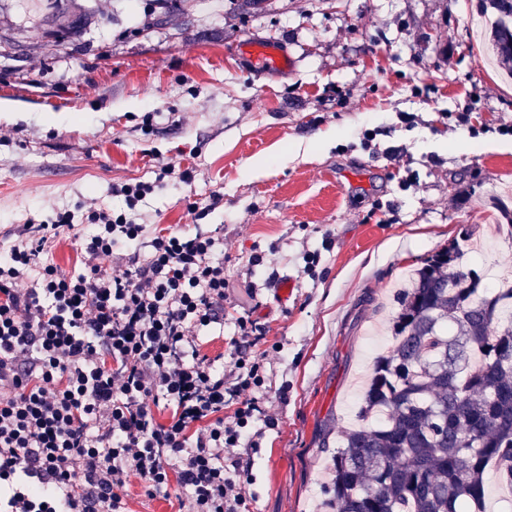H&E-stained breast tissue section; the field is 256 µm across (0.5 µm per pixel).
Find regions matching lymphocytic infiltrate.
Segmentation results:
<instances>
[{
	"label": "lymphocytic infiltrate",
	"instance_id": "f902f5d3",
	"mask_svg": "<svg viewBox=\"0 0 512 512\" xmlns=\"http://www.w3.org/2000/svg\"><path fill=\"white\" fill-rule=\"evenodd\" d=\"M153 190L123 184L126 212L97 204L82 224L61 212L0 242V512H127L133 473L149 495L180 489L186 512H251L239 449L278 425L263 405V332L239 316L230 367L201 355L200 333L224 324V260L211 235L135 223ZM64 231L81 270L43 257Z\"/></svg>",
	"mask_w": 512,
	"mask_h": 512
}]
</instances>
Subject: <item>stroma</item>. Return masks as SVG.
<instances>
[{
  "mask_svg": "<svg viewBox=\"0 0 512 512\" xmlns=\"http://www.w3.org/2000/svg\"><path fill=\"white\" fill-rule=\"evenodd\" d=\"M57 8L74 35L52 33L44 0H0V239L93 200L123 210L112 187L136 181L156 185L136 223L219 238L224 276L252 285L242 309L273 347L265 404L279 426L253 455L252 508L317 512L408 269L466 232L483 250L474 267L512 266L493 230L512 215V81L486 61L479 0ZM250 38L287 49L292 68H253ZM252 159L265 166L250 174ZM168 163L191 181L159 186ZM309 252L321 258L308 273ZM239 310L225 306L203 354L228 356ZM125 499L182 510L135 474Z\"/></svg>",
  "mask_w": 512,
  "mask_h": 512,
  "instance_id": "stroma-1",
  "label": "stroma"
}]
</instances>
